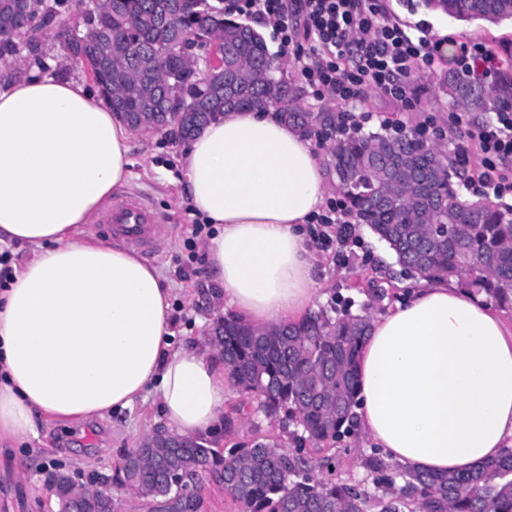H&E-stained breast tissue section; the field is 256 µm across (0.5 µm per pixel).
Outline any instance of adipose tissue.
Wrapping results in <instances>:
<instances>
[{"label": "adipose tissue", "instance_id": "obj_1", "mask_svg": "<svg viewBox=\"0 0 512 512\" xmlns=\"http://www.w3.org/2000/svg\"><path fill=\"white\" fill-rule=\"evenodd\" d=\"M132 129L90 86L40 66L0 79V239L31 257L0 290V438L155 394L165 427L212 433L229 389L210 345L174 347L158 270L89 223L131 178ZM216 311L298 320L322 288L304 226L328 192L310 141L277 113L235 110L180 157ZM358 422L387 462L464 472L512 447V327L454 280L419 279L374 315L357 364Z\"/></svg>", "mask_w": 512, "mask_h": 512}]
</instances>
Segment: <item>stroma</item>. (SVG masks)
I'll return each instance as SVG.
<instances>
[{
	"mask_svg": "<svg viewBox=\"0 0 512 512\" xmlns=\"http://www.w3.org/2000/svg\"><path fill=\"white\" fill-rule=\"evenodd\" d=\"M381 5L386 15L406 31L444 42L446 55H455L465 42L512 49L510 22L463 24L437 11L411 7L408 0H381ZM236 18L253 25L264 37L271 56L277 57L280 63L278 78L293 90V105L311 112L336 111L334 100L315 98L303 83L294 54H281L278 42L272 37L271 25L252 21L241 12ZM56 27V22L48 23L41 54L34 57L20 53L18 67L51 60L59 77L89 81L83 65L76 63L68 47L55 39ZM453 72L452 65L446 63L420 82V105L413 112L401 111L399 104L377 93H367L356 107L357 112L370 115L362 124L363 132L379 130L384 119L393 115L410 128L428 120L440 127L447 126L453 100L448 92L437 89L436 83ZM183 146L182 139L164 131L135 133L131 141L132 178L126 188L127 194L140 195L163 222L157 245L143 251L142 256L157 267L164 286L171 290L172 309L177 313L174 344L178 347L205 343L214 321V289L203 263V243L191 236L194 219L182 191V175L177 164ZM355 237L346 250H339L335 245L319 249L318 279L323 288L318 305L327 306L339 294L351 299V311L358 314L369 301L365 293L368 282L385 288L392 302L412 285V278L402 275L395 258L388 256L385 244L367 225H357ZM158 416V404L151 398L146 404L113 413L104 420L92 418L81 424L42 422L35 436L15 442L1 440L0 512H54L55 498L48 481L53 472L65 473L86 486L97 476L117 475L125 455L155 429ZM256 427L284 447H292L289 431L278 421L261 415L251 419L237 417L232 428L213 436V445L221 448L246 441ZM368 449V440L359 433L349 445L336 446L332 453L338 459L337 472L342 479L369 489L373 486L372 479L363 466V454Z\"/></svg>",
	"mask_w": 512,
	"mask_h": 512,
	"instance_id": "35a3bbf8",
	"label": "stroma"
}]
</instances>
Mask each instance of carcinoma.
Wrapping results in <instances>:
<instances>
[{
    "mask_svg": "<svg viewBox=\"0 0 512 512\" xmlns=\"http://www.w3.org/2000/svg\"><path fill=\"white\" fill-rule=\"evenodd\" d=\"M162 0H86V33L59 25L55 36L80 59L87 47L112 38V61L95 74L112 111L131 127L173 125L190 137L207 123L237 109H277L305 136L335 130L330 111H303L290 102L287 85L276 78L278 65L263 36L229 17L224 0H178L179 11L165 16ZM459 21L512 19V0H422ZM54 10L34 0H0V33L41 31L39 15ZM224 44V70L200 73L186 64L188 51L204 57L208 43ZM179 92L154 105L153 85ZM471 112H491L495 103L474 83L446 77L438 88ZM328 167L347 208L393 251L397 264L413 276L458 278L490 302L512 307V206L462 198L452 165L439 145L386 125L377 132L341 134ZM372 317L343 309L308 313L298 322L254 328L228 315L217 319L210 341L224 358L232 383L257 404V411L293 428L298 447L255 437L221 451L192 437L170 453L158 435L138 448L141 463L123 469V483L151 505L178 496L173 508L197 502L205 476H219L239 512H512V452L504 450L466 472L432 474L386 463L372 448L364 466L374 475L370 493L340 479L321 480L303 444L315 448L338 442L357 427L356 363ZM58 500L74 484L50 477ZM77 512H114V499L85 496Z\"/></svg>",
    "mask_w": 512,
    "mask_h": 512,
    "instance_id": "obj_1",
    "label": "carcinoma"
}]
</instances>
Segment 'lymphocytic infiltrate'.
Masks as SVG:
<instances>
[{
	"label": "lymphocytic infiltrate",
	"mask_w": 512,
	"mask_h": 512,
	"mask_svg": "<svg viewBox=\"0 0 512 512\" xmlns=\"http://www.w3.org/2000/svg\"><path fill=\"white\" fill-rule=\"evenodd\" d=\"M242 8L271 23L281 49L307 42L299 75L316 96L331 95L340 105L341 133L359 129L351 107L365 91L414 107L417 74L433 70L444 59L438 42L413 37L390 22L378 0H242ZM453 65L462 79L481 83L498 76L503 61L486 44H465ZM448 132L461 137L454 146L455 164L475 168L485 194H512V99L502 100L494 116L477 123L464 113H450ZM343 215L339 199L317 216L312 237L318 246L351 241V223Z\"/></svg>",
	"instance_id": "lymphocytic-infiltrate-1"
}]
</instances>
